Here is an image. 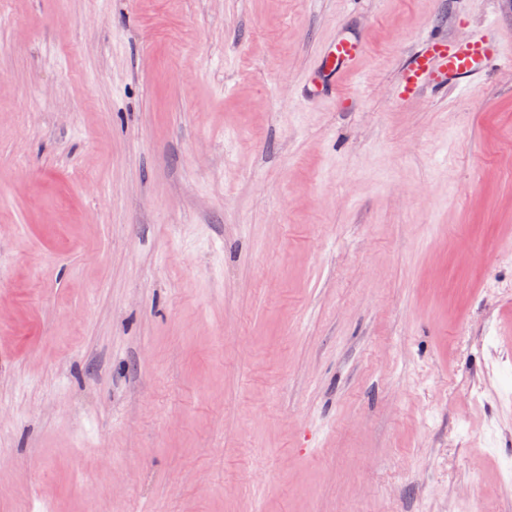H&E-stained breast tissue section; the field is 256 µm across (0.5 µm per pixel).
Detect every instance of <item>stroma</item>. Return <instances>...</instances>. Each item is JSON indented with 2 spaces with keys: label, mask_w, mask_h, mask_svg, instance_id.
<instances>
[{
  "label": "stroma",
  "mask_w": 512,
  "mask_h": 512,
  "mask_svg": "<svg viewBox=\"0 0 512 512\" xmlns=\"http://www.w3.org/2000/svg\"><path fill=\"white\" fill-rule=\"evenodd\" d=\"M426 35L512 0H0V512H512V69ZM362 42L356 36H336L322 48L313 68L312 96L320 101L335 100L342 95L341 76L357 61ZM502 59L512 67V42L505 53L497 41H478L449 49L448 41L426 38L418 51L410 55L397 72L399 102L409 104L421 82L437 89L472 82L490 64Z\"/></svg>",
  "instance_id": "1"
}]
</instances>
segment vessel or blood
<instances>
[{"label":"vessel or blood","mask_w":512,"mask_h":512,"mask_svg":"<svg viewBox=\"0 0 512 512\" xmlns=\"http://www.w3.org/2000/svg\"><path fill=\"white\" fill-rule=\"evenodd\" d=\"M362 50L358 37L336 36L322 48L313 68L311 93L320 101L341 94L340 78L357 61ZM508 62L512 51L504 52L498 42L478 41L452 49L447 41L426 38L418 51L410 55L397 72L399 101L409 104L420 83L445 89L472 82L490 64Z\"/></svg>","instance_id":"1"}]
</instances>
